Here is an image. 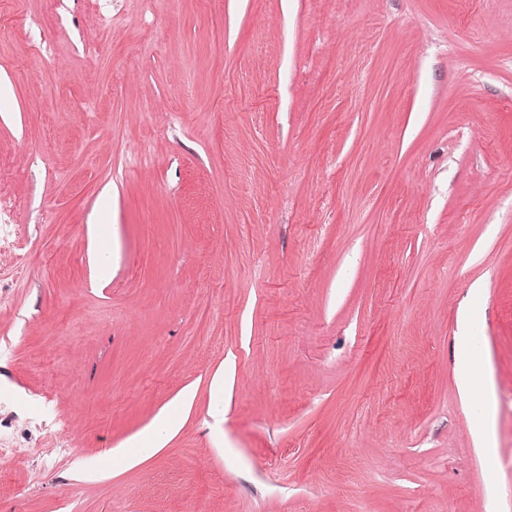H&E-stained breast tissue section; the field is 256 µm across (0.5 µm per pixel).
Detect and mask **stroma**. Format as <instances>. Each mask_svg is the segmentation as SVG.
Segmentation results:
<instances>
[{"label": "stroma", "instance_id": "obj_1", "mask_svg": "<svg viewBox=\"0 0 512 512\" xmlns=\"http://www.w3.org/2000/svg\"><path fill=\"white\" fill-rule=\"evenodd\" d=\"M0 24V512H512V0ZM459 356L456 373L464 391L480 402L487 400L488 392L485 389L474 387L473 373L479 362L478 355L474 352L468 336L459 337ZM179 413L180 406L178 404L171 407L160 416L156 426L147 428L134 437L126 446L128 449L119 450L120 455L131 462H137L143 458L142 450L163 448L179 431Z\"/></svg>", "mask_w": 512, "mask_h": 512}]
</instances>
